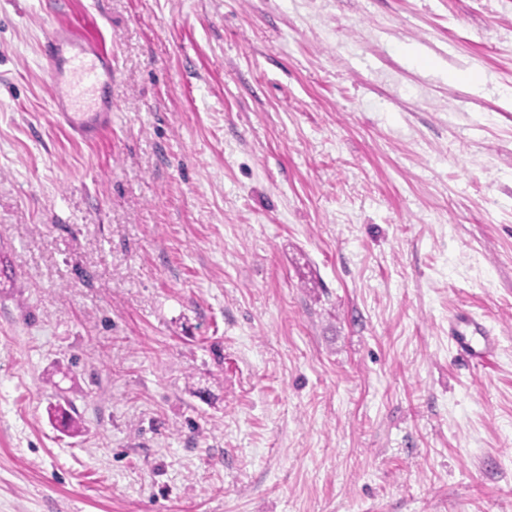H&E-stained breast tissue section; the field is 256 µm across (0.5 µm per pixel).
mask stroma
Instances as JSON below:
<instances>
[{
  "label": "stroma",
  "instance_id": "stroma-1",
  "mask_svg": "<svg viewBox=\"0 0 512 512\" xmlns=\"http://www.w3.org/2000/svg\"><path fill=\"white\" fill-rule=\"evenodd\" d=\"M0 260V512H512V0H0ZM40 52L56 88L51 111L84 142L112 128V56L99 35L80 24L57 22L44 35ZM448 340L455 358L467 365L486 363L497 348L492 331L467 311H456L448 318Z\"/></svg>",
  "mask_w": 512,
  "mask_h": 512
}]
</instances>
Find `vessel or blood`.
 Segmentation results:
<instances>
[{"instance_id": "1", "label": "vessel or blood", "mask_w": 512, "mask_h": 512, "mask_svg": "<svg viewBox=\"0 0 512 512\" xmlns=\"http://www.w3.org/2000/svg\"><path fill=\"white\" fill-rule=\"evenodd\" d=\"M56 89L51 110L84 142H96L112 127V104L104 98L112 85V56L99 35L73 22L50 27L40 45ZM448 340L458 361L486 363L497 339L486 325L466 311L448 319Z\"/></svg>"}]
</instances>
